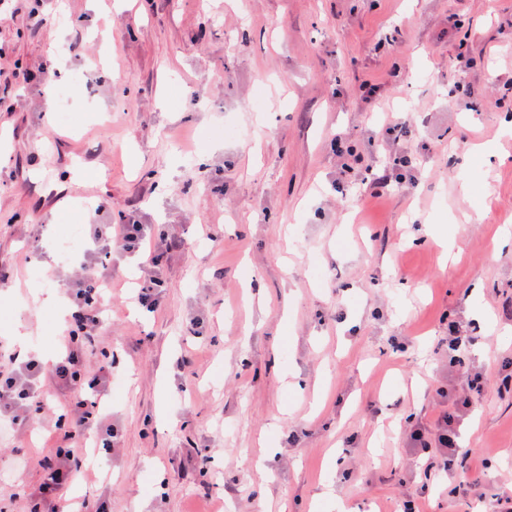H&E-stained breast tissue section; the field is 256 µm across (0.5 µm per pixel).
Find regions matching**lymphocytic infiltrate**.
<instances>
[{
  "label": "lymphocytic infiltrate",
  "mask_w": 512,
  "mask_h": 512,
  "mask_svg": "<svg viewBox=\"0 0 512 512\" xmlns=\"http://www.w3.org/2000/svg\"><path fill=\"white\" fill-rule=\"evenodd\" d=\"M164 242V237L158 236L151 224L94 225L87 245L76 258L79 272L67 285L72 309L66 328L68 336L90 337L103 328L106 322L103 301L111 293L110 265L112 248L116 245L131 256L148 258L149 268L138 283L137 298L148 309H156V290L164 283L161 252ZM80 364L81 354L71 346L66 347L46 374L37 361L9 359L7 368L0 370V420L15 429L25 427L29 408L42 404L43 387L49 381L69 393L63 414L68 425L59 432V443L69 444L75 437L97 429L93 410L99 406L101 394L112 386V367L102 366L99 376L84 384L80 381ZM85 466L84 459L70 454L47 463L36 495L48 503L55 501Z\"/></svg>",
  "instance_id": "1"
}]
</instances>
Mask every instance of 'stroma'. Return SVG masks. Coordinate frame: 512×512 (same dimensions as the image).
I'll return each instance as SVG.
<instances>
[{"instance_id": "obj_1", "label": "stroma", "mask_w": 512, "mask_h": 512, "mask_svg": "<svg viewBox=\"0 0 512 512\" xmlns=\"http://www.w3.org/2000/svg\"><path fill=\"white\" fill-rule=\"evenodd\" d=\"M398 115L410 135L383 142ZM510 120L512 0H22L0 17V338L60 348L69 226L130 217L189 241L137 320L131 259L112 254L107 321L81 353L88 378L118 360L99 409L115 436L62 500L470 512L459 483L512 489ZM46 125L82 154L47 150ZM397 155L416 169L376 195L367 167ZM96 170L112 206L89 223ZM452 320L476 338L461 367ZM476 372L469 454L425 477L411 435L434 436ZM68 398L46 385L44 409L0 432V512H33Z\"/></svg>"}]
</instances>
